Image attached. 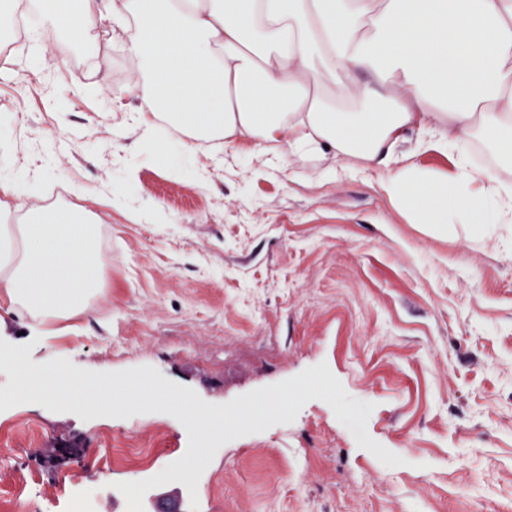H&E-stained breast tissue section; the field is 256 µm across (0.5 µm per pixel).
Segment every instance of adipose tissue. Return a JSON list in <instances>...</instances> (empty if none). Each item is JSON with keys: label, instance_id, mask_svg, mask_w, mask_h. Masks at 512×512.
Listing matches in <instances>:
<instances>
[{"label": "adipose tissue", "instance_id": "adipose-tissue-1", "mask_svg": "<svg viewBox=\"0 0 512 512\" xmlns=\"http://www.w3.org/2000/svg\"><path fill=\"white\" fill-rule=\"evenodd\" d=\"M84 44L110 22L145 69L136 124L284 156L361 160L409 223L512 224V182L469 161L483 142L512 161V0H75ZM458 151L443 178L404 164ZM0 180V298L38 323L87 313L106 257L97 207L23 209Z\"/></svg>", "mask_w": 512, "mask_h": 512}]
</instances>
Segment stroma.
Listing matches in <instances>:
<instances>
[{
    "mask_svg": "<svg viewBox=\"0 0 512 512\" xmlns=\"http://www.w3.org/2000/svg\"><path fill=\"white\" fill-rule=\"evenodd\" d=\"M73 27L36 75L0 78V179L47 164L56 184L105 192L108 262L86 315L58 320L30 358L97 372L152 366L205 401L230 402L327 363L352 398L374 403L369 436L402 457L358 447L323 401L295 421L220 448L196 494L150 489L144 512H512V224L473 235L408 223L361 175L329 178L333 158L221 148L184 131L149 147L141 101L122 80L134 58L111 24L93 50ZM111 82L109 100L98 99ZM127 435L149 458L113 462ZM183 425L163 413L88 421L37 404L0 411V512H127L118 483L180 459ZM71 448L75 457L52 455Z\"/></svg>",
    "mask_w": 512,
    "mask_h": 512,
    "instance_id": "obj_1",
    "label": "stroma"
}]
</instances>
